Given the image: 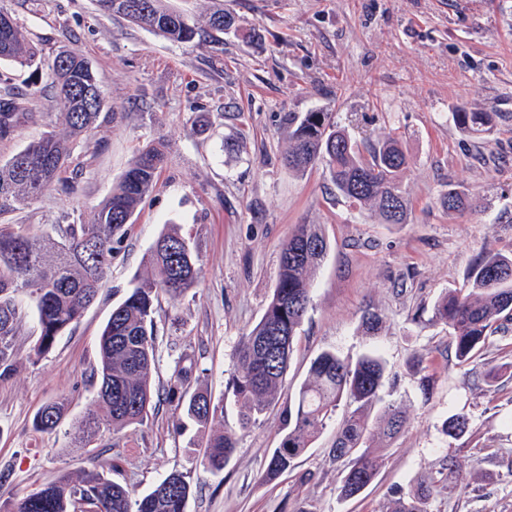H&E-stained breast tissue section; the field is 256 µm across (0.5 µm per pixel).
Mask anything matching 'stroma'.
<instances>
[{"mask_svg": "<svg viewBox=\"0 0 512 512\" xmlns=\"http://www.w3.org/2000/svg\"><path fill=\"white\" fill-rule=\"evenodd\" d=\"M223 2L237 27L218 51L103 15L95 0H0L46 61L0 65L8 86L30 93L34 112L0 139V160L58 129L48 63L59 47L87 58L103 97L98 128L72 153L73 191L49 190L6 223L51 235L90 219L137 149L167 147L158 185L80 322L41 355L35 315L16 338L15 370L0 380V502L59 473L102 468L140 494L170 473L186 474L187 512H386L391 488L421 481L435 487L430 512H512V323L465 369L447 327L432 318L443 294L467 286L481 252L512 248V0ZM459 106L498 113L496 129L479 139L462 132L451 120ZM307 112L334 113L364 153L398 134L408 158V223L384 224L350 206L323 168L301 176L284 166L290 123ZM228 136L239 142L232 154ZM451 184L471 197L469 210L440 205ZM170 223L194 242L202 273L182 297L158 300L156 409L110 447H74V428L96 398L101 330L132 282L149 274L146 254ZM299 224L322 225L330 252L312 275L284 392H295L320 351L355 359L375 350L388 366L386 400L407 412L373 483L352 500L340 498V468L329 455L335 427L294 469L266 482L267 453L286 428L273 409L214 475L202 464L203 445L235 422V410L202 427L169 391L180 362L189 370L184 391L223 398L239 340L261 318L281 246ZM368 309L384 319L375 336L360 327ZM52 401L65 403V419L52 433L35 431L36 413ZM454 414L470 421L456 439L443 431Z\"/></svg>", "mask_w": 512, "mask_h": 512, "instance_id": "stroma-1", "label": "stroma"}]
</instances>
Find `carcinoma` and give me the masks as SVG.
Here are the masks:
<instances>
[{
    "label": "carcinoma",
    "mask_w": 512,
    "mask_h": 512,
    "mask_svg": "<svg viewBox=\"0 0 512 512\" xmlns=\"http://www.w3.org/2000/svg\"><path fill=\"white\" fill-rule=\"evenodd\" d=\"M99 10L149 29L173 42H190L207 35L221 44L220 34L235 19L216 9L202 19L172 11L166 0H97ZM33 67L42 64L38 48L11 19L8 34L0 31V63ZM63 133L54 131L0 161V216L28 204L60 181L70 164L71 151L88 144L97 128L102 97L95 72L81 55L59 51L49 65ZM33 116L25 92L0 97V138H9L24 119ZM494 112L451 113L463 132L480 137L493 127ZM165 146L150 144L131 159L120 183L112 188L88 221L62 224L58 237L45 236L30 224H0V378L15 369L14 343L33 310L40 330L36 353L49 351L70 330L106 286L112 257L145 196L154 190L165 161ZM283 162L305 174L326 169L336 193L350 205L373 212L384 224H406L411 202L402 186L406 156L395 138H388L364 157L334 120L331 112H307L291 123ZM470 197L450 187L442 206L462 212ZM330 250L322 226L299 224L283 244L272 297L259 322L239 340L236 367L229 383L237 419L211 435L205 443L204 468L218 474L234 455L238 436L281 400V387L293 353V343L311 302V273ZM150 276L138 281L112 313L99 338L95 409L78 423L74 446L88 448L143 422L154 405L151 372L155 365V302L164 294L177 299L199 281L198 255L189 239L170 227L148 253ZM470 288L451 291L433 307V320L448 327V337L461 366L472 362L490 343L503 322L512 320V249L481 254L469 273ZM383 317L367 311L361 329L375 335ZM387 363L370 351L353 361L332 351L319 353L287 409V431L268 455L263 473L272 481L294 466L343 409L330 454L342 466L341 498L359 496L373 482L383 458L375 443L390 442L403 429V407L384 402ZM382 405L370 419V410ZM186 416L200 424L224 416V402H213L196 391L183 405ZM66 407L45 404L36 413L33 428L53 432L62 423ZM469 430L464 415H452L445 433L458 437ZM191 484L181 473H171L142 496L92 470L78 478L63 473L55 480L14 500L0 504V512H186ZM434 487L419 483L391 491L387 512H428Z\"/></svg>",
    "instance_id": "carcinoma-1"
}]
</instances>
